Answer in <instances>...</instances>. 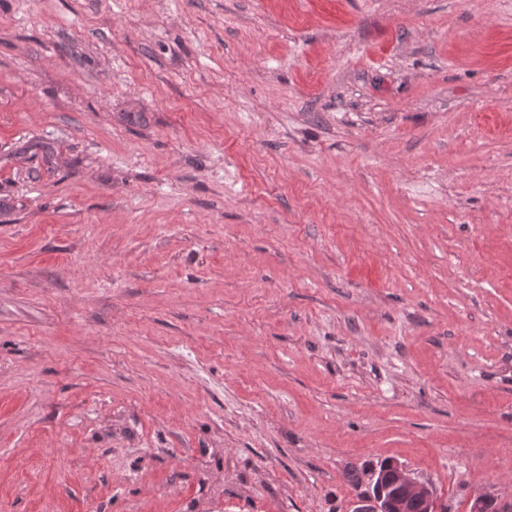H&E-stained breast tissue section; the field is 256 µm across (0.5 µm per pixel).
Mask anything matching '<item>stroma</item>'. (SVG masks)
<instances>
[{
	"instance_id": "1",
	"label": "stroma",
	"mask_w": 512,
	"mask_h": 512,
	"mask_svg": "<svg viewBox=\"0 0 512 512\" xmlns=\"http://www.w3.org/2000/svg\"><path fill=\"white\" fill-rule=\"evenodd\" d=\"M512 494V0H0V512ZM365 491L355 496L350 512H442L444 511L432 485L418 480L403 465L389 461L383 469L370 467L364 478ZM392 483L396 494L387 496L385 483Z\"/></svg>"
}]
</instances>
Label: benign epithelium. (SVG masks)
Returning <instances> with one entry per match:
<instances>
[{
  "label": "benign epithelium",
  "mask_w": 512,
  "mask_h": 512,
  "mask_svg": "<svg viewBox=\"0 0 512 512\" xmlns=\"http://www.w3.org/2000/svg\"><path fill=\"white\" fill-rule=\"evenodd\" d=\"M364 482L365 490L352 500L350 512H443L432 485L415 478L398 462L390 461L382 469L368 468ZM490 501L499 512H512V497L485 493L473 498L470 512H485Z\"/></svg>",
  "instance_id": "1"
}]
</instances>
